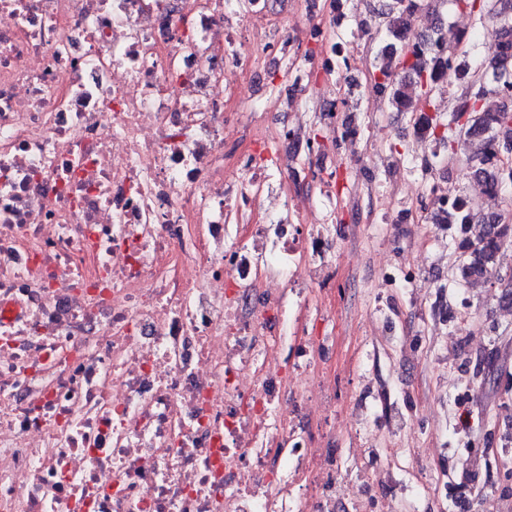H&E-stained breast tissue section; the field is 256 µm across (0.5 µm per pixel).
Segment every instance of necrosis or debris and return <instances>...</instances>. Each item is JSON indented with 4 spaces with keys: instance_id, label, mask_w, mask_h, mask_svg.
Listing matches in <instances>:
<instances>
[{
    "instance_id": "obj_1",
    "label": "necrosis or debris",
    "mask_w": 512,
    "mask_h": 512,
    "mask_svg": "<svg viewBox=\"0 0 512 512\" xmlns=\"http://www.w3.org/2000/svg\"><path fill=\"white\" fill-rule=\"evenodd\" d=\"M0 0V512H400L362 444L338 474L325 168L283 164L267 59L334 73L341 0ZM262 120L244 126V110ZM355 161L368 130L323 112ZM236 147L226 150L228 140Z\"/></svg>"
}]
</instances>
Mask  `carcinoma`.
<instances>
[{"label":"carcinoma","instance_id":"cac0c4a2","mask_svg":"<svg viewBox=\"0 0 512 512\" xmlns=\"http://www.w3.org/2000/svg\"><path fill=\"white\" fill-rule=\"evenodd\" d=\"M423 1L435 23L424 48L418 50L408 47L406 39ZM439 2L375 0L372 10L380 20L374 57L376 86L389 96L391 108L407 118L418 137L435 143L432 154L420 160V171L443 165L455 155V144L462 141L468 148L467 162L474 176L499 198L512 190V163L498 156L499 133H505L512 143V105L508 104L512 99V0H452L477 24L490 17L500 21L501 50L475 80L468 78V62H461L458 78L465 81V88L448 112L433 106L434 95L443 88L445 71L456 57L455 49L448 48L445 56L432 45L433 38L445 31ZM435 223L458 224L464 233L473 224L494 225L495 231L468 242L465 250L455 256L453 268L458 271L457 284L461 287L482 284L491 278L496 254L512 244V221L500 214L483 213L465 199L448 204V212Z\"/></svg>","mask_w":512,"mask_h":512}]
</instances>
